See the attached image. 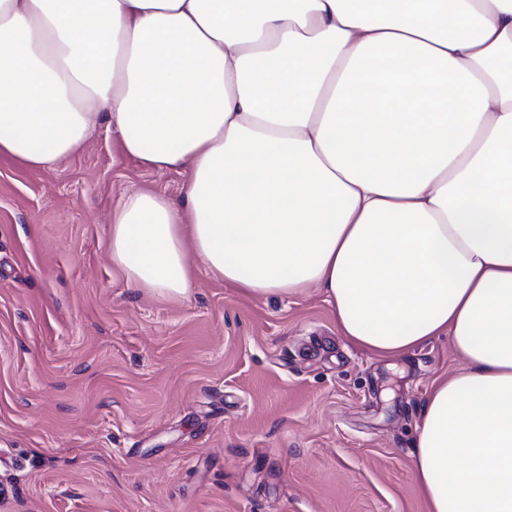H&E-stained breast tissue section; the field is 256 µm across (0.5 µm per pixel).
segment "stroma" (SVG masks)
<instances>
[{"label": "stroma", "mask_w": 512, "mask_h": 512, "mask_svg": "<svg viewBox=\"0 0 512 512\" xmlns=\"http://www.w3.org/2000/svg\"><path fill=\"white\" fill-rule=\"evenodd\" d=\"M182 186L104 123L55 165L0 158V512H427L410 453L464 359H379L318 288L247 297L199 263L187 299L128 288L114 208Z\"/></svg>", "instance_id": "1"}]
</instances>
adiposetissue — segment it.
I'll return each mask as SVG.
<instances>
[{"label":"adipose tissue","mask_w":512,"mask_h":512,"mask_svg":"<svg viewBox=\"0 0 512 512\" xmlns=\"http://www.w3.org/2000/svg\"><path fill=\"white\" fill-rule=\"evenodd\" d=\"M183 174L112 212L128 286L188 252L248 297L319 288L351 344L448 337L412 455L429 512H512V0H0V156ZM463 462L450 466V458Z\"/></svg>","instance_id":"1"}]
</instances>
